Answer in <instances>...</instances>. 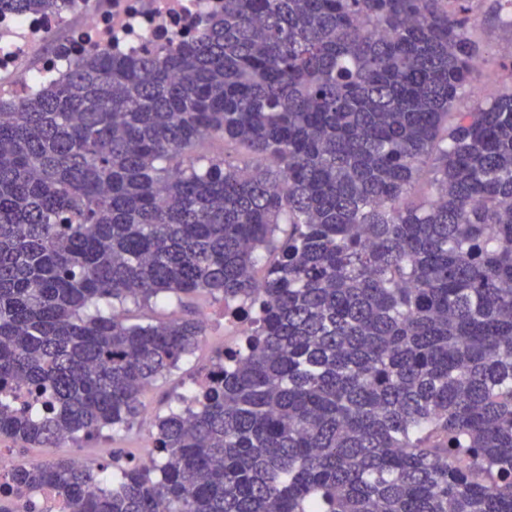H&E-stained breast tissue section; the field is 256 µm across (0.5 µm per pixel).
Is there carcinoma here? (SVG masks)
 <instances>
[{
	"instance_id": "carcinoma-1",
	"label": "carcinoma",
	"mask_w": 512,
	"mask_h": 512,
	"mask_svg": "<svg viewBox=\"0 0 512 512\" xmlns=\"http://www.w3.org/2000/svg\"><path fill=\"white\" fill-rule=\"evenodd\" d=\"M470 3L224 0L188 40L0 97V390L47 394L0 399V435L133 424L204 326L129 324L128 301L207 292L252 323L149 463H25L18 488L68 512H512V87L453 111Z\"/></svg>"
}]
</instances>
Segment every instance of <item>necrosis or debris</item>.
<instances>
[{
    "mask_svg": "<svg viewBox=\"0 0 512 512\" xmlns=\"http://www.w3.org/2000/svg\"><path fill=\"white\" fill-rule=\"evenodd\" d=\"M224 0H70L62 9L0 14V95H30L45 75L105 49L129 57L189 38Z\"/></svg>",
    "mask_w": 512,
    "mask_h": 512,
    "instance_id": "4bbe7bcc",
    "label": "necrosis or debris"
}]
</instances>
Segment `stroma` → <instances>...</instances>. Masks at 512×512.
I'll use <instances>...</instances> for the list:
<instances>
[{
    "label": "stroma",
    "instance_id": "1",
    "mask_svg": "<svg viewBox=\"0 0 512 512\" xmlns=\"http://www.w3.org/2000/svg\"><path fill=\"white\" fill-rule=\"evenodd\" d=\"M491 0H473L472 11L479 23L474 29V37L484 50L483 71L477 74L475 92H463L457 102L458 108L468 109L474 97L490 100L496 97L505 86L512 84V32L503 30L487 22L486 15ZM222 302L201 294L187 302L185 307L176 303H149L128 305L126 316L129 322L156 324L172 319L182 313L194 316L210 314L211 322L192 355L185 357L176 368L149 386L143 394V410L135 423L127 428L104 431L102 437L69 441L52 448H39L7 435L0 436V450H6L20 458L34 461L57 460L81 454L91 463H99L97 448L101 439H108L113 453L125 458L137 457L151 443L157 416L166 414L169 408L178 407L182 394L188 393L191 383L202 371L208 369L224 349V320Z\"/></svg>",
    "mask_w": 512,
    "mask_h": 512
}]
</instances>
